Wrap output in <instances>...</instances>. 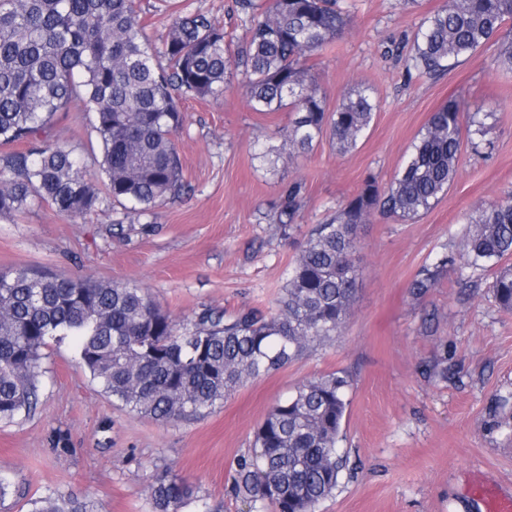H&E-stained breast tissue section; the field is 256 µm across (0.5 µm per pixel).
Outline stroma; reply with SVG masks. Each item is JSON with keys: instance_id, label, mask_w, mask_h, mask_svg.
Here are the masks:
<instances>
[{"instance_id": "35a3bbf8", "label": "stroma", "mask_w": 512, "mask_h": 512, "mask_svg": "<svg viewBox=\"0 0 512 512\" xmlns=\"http://www.w3.org/2000/svg\"><path fill=\"white\" fill-rule=\"evenodd\" d=\"M341 3L351 24L310 63L327 110L371 88L378 108L356 148L341 153L322 141L269 170L252 146H282L290 115L254 111L235 72L222 97L181 102L174 142L188 192L144 212L107 199L78 218L33 204L0 219V271L133 283L180 325L207 309L264 307L310 232L367 176L388 185L448 99L489 112V145L463 143L457 175L429 212L412 221L375 213L360 225L357 295L338 336L203 415L159 422L118 409L78 366L71 340L52 344L36 409L0 422V481L8 486L0 512H31L53 491L90 497L99 512H151L149 478L162 467L197 489L182 512H247L231 492L237 458L275 402L335 371L352 382L339 443L346 466L318 512H491L472 491L478 481L512 497V312L498 307L488 271L454 265L428 294L408 288L422 266L460 253L480 204L512 196V73L494 67L490 48L437 77L407 73L391 44L410 40L444 0H420L416 9L403 0ZM138 4L159 63L175 15L204 12L238 41L249 27L234 0ZM92 120L75 105L54 115L50 134L86 155L96 139ZM289 181L302 182L304 207L284 235L269 209ZM116 225L123 233L113 234ZM462 278L471 287H459ZM58 428L69 434V454L50 445Z\"/></svg>"}]
</instances>
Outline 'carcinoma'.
<instances>
[{"label": "carcinoma", "instance_id": "obj_1", "mask_svg": "<svg viewBox=\"0 0 512 512\" xmlns=\"http://www.w3.org/2000/svg\"><path fill=\"white\" fill-rule=\"evenodd\" d=\"M250 22L233 45L204 14L178 15L165 41L166 64L153 63L136 0H0V145L37 143L4 159L0 217L37 200L71 218L96 211L98 189L73 151L50 139L53 116L80 103L94 114L98 166L109 195L145 210L182 195L187 182L172 135L186 96L217 97L240 70L242 93L256 112L287 111L288 157L327 138L341 152L357 145L377 102L367 88L329 112L306 64L343 34L340 0H235ZM512 0H448L412 35L407 68L436 76L496 47L499 70L512 73V40L501 39ZM493 126L459 99L434 111L390 186L369 175L336 216L312 230L278 296L267 309L233 316L207 310L179 326L142 288L45 274L0 272V421L37 404L43 350L76 341L80 366L112 402L157 421L201 415L239 387L288 366L338 335L357 292L355 247L372 211L401 220L432 209L454 180L462 134L481 139ZM303 206V186L282 184L273 223L288 235ZM512 256V200L483 204L470 218L459 257L441 255L410 282L414 296L436 287L456 261L495 266ZM492 292L512 311V269L494 273ZM350 381L314 377L274 404L240 456L232 491L249 512H316L333 496L344 469L338 453ZM151 512H181L194 488L169 469L148 484ZM31 512H96L86 497L52 492Z\"/></svg>", "mask_w": 512, "mask_h": 512}]
</instances>
